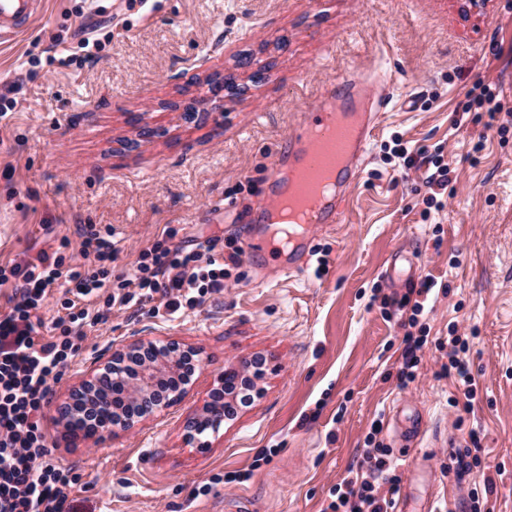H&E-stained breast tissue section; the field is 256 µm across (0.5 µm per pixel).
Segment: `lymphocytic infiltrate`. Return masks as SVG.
<instances>
[{
	"mask_svg": "<svg viewBox=\"0 0 512 512\" xmlns=\"http://www.w3.org/2000/svg\"><path fill=\"white\" fill-rule=\"evenodd\" d=\"M393 158L405 168L421 167L429 194L427 208H441L451 169L442 153L409 150L394 138ZM178 234L169 226L161 240L140 250L128 275L113 276L120 251L111 231L94 224L81 227L85 267L74 266L64 248L41 250L35 256L0 265V287L11 288L8 307L0 313V512H73L69 490L79 477L74 468L55 457L41 428L43 409L53 384L62 380L87 338L89 330L108 323L114 308L158 302L167 315L195 308L205 298L223 294L231 269L240 262L242 246L229 237L223 246L208 242L205 249L174 246ZM433 288L424 279L413 294L397 299L410 309L404 322L400 387L418 376L425 335L416 333L418 317ZM60 292L62 312L44 319L48 295ZM469 339L448 340V364L443 372L454 378L465 402H472L477 383L465 359ZM401 477L388 448L374 444L353 475L333 488L330 512H393Z\"/></svg>",
	"mask_w": 512,
	"mask_h": 512,
	"instance_id": "lymphocytic-infiltrate-1",
	"label": "lymphocytic infiltrate"
}]
</instances>
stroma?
<instances>
[{"label":"stroma","mask_w":512,"mask_h":512,"mask_svg":"<svg viewBox=\"0 0 512 512\" xmlns=\"http://www.w3.org/2000/svg\"><path fill=\"white\" fill-rule=\"evenodd\" d=\"M84 19L112 29L99 59L52 63L56 38L74 46ZM387 72L397 105L373 132L341 223L315 237L302 273L244 257L223 294L196 308L116 309L89 333L42 419L56 455L80 474L75 512H323L375 422L407 512H471L476 487L491 512H512V0L478 11L464 0H44L22 35L0 42V97L17 102L0 120V264L63 239L82 263L84 224L112 228L116 276L169 225L188 250L241 235L310 104L340 77L377 92ZM216 73L246 92L223 111L177 120L169 102L198 95ZM482 84L503 104L491 130L469 105ZM143 119L152 137L122 149ZM395 133L416 150L442 147L450 165L448 197L430 217L423 172L387 159ZM400 249L417 272L396 283L386 268ZM427 276L436 285L419 323L429 345L421 376L401 390L408 314L381 299ZM453 332L474 339L467 411L452 406L456 384L439 375L447 358L436 345ZM136 340L199 352L188 394L133 430L72 441L55 404ZM256 356L267 360L261 396L207 434V448L186 442L185 421L224 368ZM414 416L424 427L410 444ZM206 484L210 493L195 496Z\"/></svg>","instance_id":"35a3bbf8"}]
</instances>
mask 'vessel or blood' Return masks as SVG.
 Segmentation results:
<instances>
[{"label": "vessel or blood", "instance_id": "vessel-or-blood-1", "mask_svg": "<svg viewBox=\"0 0 512 512\" xmlns=\"http://www.w3.org/2000/svg\"><path fill=\"white\" fill-rule=\"evenodd\" d=\"M40 6V0H0V40L12 39L22 33L38 16ZM365 102L366 89L363 84L344 79L330 85L315 105V126H325L330 113L333 112L353 115L356 123L354 134L345 147L346 160L336 175L338 190L323 198L310 210L303 232L304 239H311L318 233L330 229L332 224L338 223L341 219L346 199L340 195L339 190L354 179V164L360 154L366 151L370 134L379 118L378 113L365 111ZM284 152L289 163L293 165L302 161L310 166L316 165L321 155L319 148L310 142L307 133L302 130L288 137ZM242 248L253 260L262 255H286L287 260L282 266V272L286 275L298 273L305 262L303 248L283 250L277 238L269 234L246 236Z\"/></svg>", "mask_w": 512, "mask_h": 512}]
</instances>
